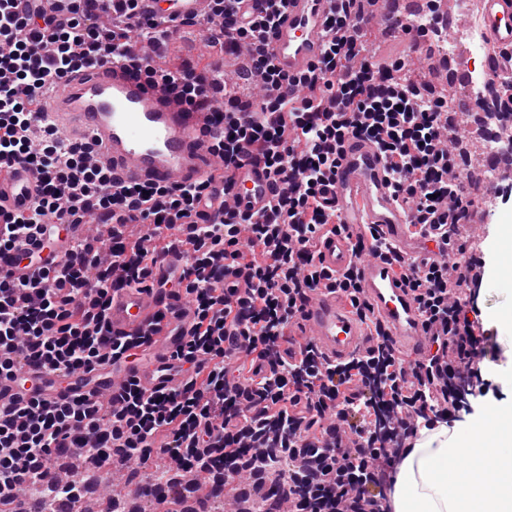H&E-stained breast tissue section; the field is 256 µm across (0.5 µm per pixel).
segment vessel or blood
Returning <instances> with one entry per match:
<instances>
[{
  "mask_svg": "<svg viewBox=\"0 0 512 512\" xmlns=\"http://www.w3.org/2000/svg\"><path fill=\"white\" fill-rule=\"evenodd\" d=\"M334 0H288L269 38L275 65L288 74L309 70L322 56L326 19ZM479 16L489 40L490 80L512 74V0H480ZM42 119L69 139H87L98 164L111 167L126 183L194 184L211 180L214 203L209 220L224 216V195L232 193L239 211L261 213L272 196L274 182L259 165L247 163L213 173L218 158L213 150L211 115L192 109L160 83L147 84L128 68L101 64L85 74L64 78L42 100ZM37 194V179L26 166L14 165L0 176V209L28 206ZM326 197L346 233L329 235L320 245V262L331 273L355 268L364 294L396 348L406 341H423L417 305L397 265L363 254L354 256L350 236L375 225L404 257H414L419 236L408 212L389 188L386 167L376 145L364 138L348 140ZM44 238L34 236L22 250L0 254V273L25 272L22 252H37ZM114 335L143 336L151 357L135 365L107 366L97 381L76 375L70 392L97 389L111 396L125 381L136 379L146 391L175 388L180 378L169 370L171 356L194 323L190 301L159 298L140 288L121 290L108 316ZM300 335L309 337L331 361H343L365 350L372 335L365 322L327 289H320L297 320Z\"/></svg>",
  "mask_w": 512,
  "mask_h": 512,
  "instance_id": "obj_1",
  "label": "vessel or blood"
}]
</instances>
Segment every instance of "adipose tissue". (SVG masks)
<instances>
[{"mask_svg":"<svg viewBox=\"0 0 512 512\" xmlns=\"http://www.w3.org/2000/svg\"><path fill=\"white\" fill-rule=\"evenodd\" d=\"M466 454L465 475L448 467ZM499 474L488 482V468ZM393 512H512V446L482 428L458 432L442 426L419 440L401 463L392 493Z\"/></svg>","mask_w":512,"mask_h":512,"instance_id":"obj_1","label":"adipose tissue"}]
</instances>
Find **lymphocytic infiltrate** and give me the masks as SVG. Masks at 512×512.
<instances>
[{"instance_id": "1", "label": "lymphocytic infiltrate", "mask_w": 512, "mask_h": 512, "mask_svg": "<svg viewBox=\"0 0 512 512\" xmlns=\"http://www.w3.org/2000/svg\"><path fill=\"white\" fill-rule=\"evenodd\" d=\"M144 0H67L64 11L38 0L19 8L0 0V169L21 162L38 193L25 212L0 211V253L17 249L44 224L91 219L109 229L111 246L72 241L64 262L35 264L30 277L0 274V381L17 382L22 399L0 403V507L28 488L75 503L81 483L50 477L57 461L85 455L99 464H147L162 456L204 475L214 487L246 473H288L289 512H392L398 465L421 430L457 421L460 389L478 355L473 287L483 258L460 238L472 200L460 180L457 128L426 84L400 74L402 60L379 67L360 53L370 19L357 0H337L318 63L282 73L269 34L287 0H209V44L242 47L257 100L225 91L187 65L157 69L169 37ZM105 62L126 63L146 82H165L190 106L215 114L214 150L223 169L251 161L283 185L258 215L228 209L205 220L210 184H126L88 159L86 141L68 143L40 123L42 93L69 74ZM374 141L397 200L430 248L407 259L367 227L351 244L405 268L424 317L430 353L414 374L374 320L354 269L319 262L322 240L341 232L324 189L347 139ZM190 255L181 275L159 279V260ZM235 268L247 289L225 282ZM125 287L156 288L190 299L196 322L173 359L179 387L145 392L127 380L109 399L90 394L47 398L23 368L65 381L107 360L138 358L142 341L113 335L112 298ZM336 292L376 341L336 364L295 335L311 295Z\"/></svg>"}]
</instances>
